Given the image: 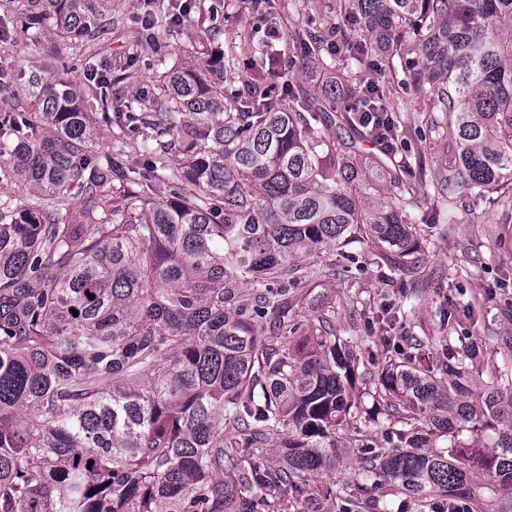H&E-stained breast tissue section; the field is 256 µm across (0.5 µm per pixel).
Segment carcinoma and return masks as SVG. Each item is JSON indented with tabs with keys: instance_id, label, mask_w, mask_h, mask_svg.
Masks as SVG:
<instances>
[{
	"instance_id": "carcinoma-1",
	"label": "carcinoma",
	"mask_w": 512,
	"mask_h": 512,
	"mask_svg": "<svg viewBox=\"0 0 512 512\" xmlns=\"http://www.w3.org/2000/svg\"><path fill=\"white\" fill-rule=\"evenodd\" d=\"M100 2L21 0L18 13L0 10V37L88 44ZM339 8L374 94L349 104L352 72L323 61L318 29L288 32L320 61L312 89L247 29L240 54L209 45L137 92L145 111L118 113L119 129L146 141L175 138L174 168L156 151L137 166L94 151L112 133L108 83L81 89L57 73L55 52L23 70L0 65V96L17 100L0 110V512H277L352 447L356 496L384 482L452 509L512 492L508 373L476 398L472 351L424 367L401 347L361 372L327 318L313 335L292 314L311 277L304 256L358 240L389 267L419 265L414 178L431 149L448 157L430 181L432 218L449 221L473 198L512 206V0ZM242 62L249 87L226 97ZM276 74L281 92H262ZM395 87L398 111L420 117L410 159L362 148L378 129L360 113ZM353 127L358 136H342ZM114 181L121 194L102 193ZM17 184L28 200L7 192ZM387 185L394 200L382 202ZM365 374L401 424L382 444L340 433L363 414ZM279 429L288 436L272 460L265 438Z\"/></svg>"
}]
</instances>
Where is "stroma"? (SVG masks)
I'll return each instance as SVG.
<instances>
[{
    "label": "stroma",
    "mask_w": 512,
    "mask_h": 512,
    "mask_svg": "<svg viewBox=\"0 0 512 512\" xmlns=\"http://www.w3.org/2000/svg\"><path fill=\"white\" fill-rule=\"evenodd\" d=\"M320 3L319 14L311 18L303 0H277L278 28L300 27L311 20L330 41H342L346 31L339 24L336 0ZM179 6L180 0H165L159 12L152 0H112L95 61L111 75L114 105L131 102L136 89L151 85L161 61L179 57L183 47L202 38L203 21L187 20L178 26L171 22ZM149 15L156 25L152 37L145 39L140 27ZM256 15L252 0H224L213 22L221 27L219 40L225 49L238 45L242 30ZM432 205L428 186L420 185L413 216L426 240L421 281L376 263L373 255L353 243L349 250L358 254L363 267L354 278L342 275L343 259L337 250L304 258V265L315 272L311 286L320 296V306L301 303L295 315L308 327L316 325L318 314L329 315L335 335L351 340L363 356L379 363L415 338L433 360L450 349L480 346L473 368L475 391L480 394L493 370L512 367V350L505 346L512 338V209L477 199L469 210L459 212L456 223L448 224L431 221ZM354 481L349 464L308 478V487H329L330 495L314 505L295 496L279 503V512H341Z\"/></svg>",
    "instance_id": "obj_1"
}]
</instances>
